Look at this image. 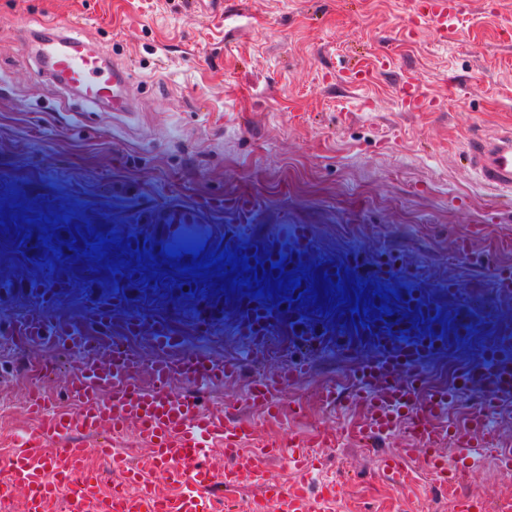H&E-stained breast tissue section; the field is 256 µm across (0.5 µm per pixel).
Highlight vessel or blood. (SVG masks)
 <instances>
[{
  "label": "vessel or blood",
  "instance_id": "vessel-or-blood-1",
  "mask_svg": "<svg viewBox=\"0 0 512 512\" xmlns=\"http://www.w3.org/2000/svg\"><path fill=\"white\" fill-rule=\"evenodd\" d=\"M462 0H432L428 18L448 38L458 33ZM40 57L48 69L63 76L68 85L80 90L89 104L111 102L114 109L126 104L125 80L108 76L104 65L105 48L86 52L83 44L70 37L49 36L40 45ZM466 159L478 180L493 189L512 192V129L493 136L472 135L467 144ZM147 233L137 236L136 248L152 264H164L179 273L184 293H195L198 284L192 272L186 271L182 251L199 248L200 262L224 250V236L214 225L206 223L198 211L174 205L155 212L148 220ZM311 233L307 225L290 224L276 238H254L247 247L249 262L261 269L281 264L284 272L305 266L310 250ZM405 307L427 332L420 339L394 338L391 326L380 323L370 335L381 351L380 357L364 364L358 371V397L371 412L364 430L370 437L389 433L396 417L415 419L412 434L426 441L436 434L434 417L446 413L455 391L421 393L417 382L424 362L440 350L445 334L440 312L426 295L412 293ZM239 320L255 340L267 341L275 324L287 322L291 333L309 335L290 294H283L278 305L246 293L239 299ZM13 334L22 341L45 345L62 339L75 353L82 354L78 375L70 385L76 412H52L40 395H32L29 411L37 418L36 431L19 437L9 465V477L0 483V497L9 498L23 491L25 512H56L58 501H65L66 512H212L202 488L212 475L205 462L207 448H224L227 465L224 486L231 489L258 480L264 459L287 457L299 463L302 449L283 454L281 449L247 448L252 435L248 424L231 420L204 408L199 389L219 386L234 377L235 368L217 363L196 353H180L155 360L150 369V382L141 385L135 376L139 365L133 353L112 354L100 362L84 357L89 346L83 329L67 320L48 323L40 310H31L15 322ZM299 370L287 369L252 382L246 400L254 409L268 414L279 410L277 397L286 381L298 378ZM193 385V392L176 395L171 391L172 379ZM464 385H484L487 398L512 396V357L493 352L484 362L463 370ZM485 412L474 413L469 423L454 434L460 458L474 455V434L486 429ZM135 428L139 438L151 451L155 469L165 484L178 486L174 495L161 494L156 485L141 483L136 495L119 492L104 497L102 471L90 469L85 440L99 438L100 455L110 457V466L124 471L127 479L138 481L139 475L120 455L112 454L111 435ZM109 439H101L102 431ZM280 504L282 512H323L324 499L312 498L304 483L282 486L268 483L262 500L256 501L255 512H264L266 501Z\"/></svg>",
  "mask_w": 512,
  "mask_h": 512
}]
</instances>
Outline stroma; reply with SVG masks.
Segmentation results:
<instances>
[{
  "label": "stroma",
  "mask_w": 512,
  "mask_h": 512,
  "mask_svg": "<svg viewBox=\"0 0 512 512\" xmlns=\"http://www.w3.org/2000/svg\"><path fill=\"white\" fill-rule=\"evenodd\" d=\"M47 23L108 50L128 81L127 111L89 105L43 71L36 33ZM507 26L512 0H466L450 41L416 0H0V280L18 287L0 301V457L35 427L31 390L55 411L70 408L72 352L11 334L37 304L46 319L83 327L95 357L124 338L143 384L159 353L155 319L166 320L177 351L236 365L204 404L251 423L252 447L304 444L315 463L310 494L320 496L325 478L340 480L326 512H455V498L476 492L491 512H512V476L493 457L512 450V402L479 434L478 464H462L448 424L481 406L482 387L454 402L436 422L438 441L419 450L400 423L361 438L368 410L354 382L380 355L369 323L405 318L407 291L433 300L447 333L473 320L469 340L425 362L422 391L447 387L450 370L499 346L512 327V292L496 286L512 272V200L463 158L473 132L512 126ZM410 84L426 111L405 110ZM175 203L256 237L308 225L310 265L297 273L306 281L315 267L363 253L355 285L370 288L373 304L347 323L334 319L336 300L306 312L315 330L306 342L281 324L255 344L232 309L199 326L178 278L120 246ZM6 226L13 236L2 235ZM89 235L103 249L75 247L74 237ZM49 287L55 299L39 303L36 289ZM103 308L112 318L101 327ZM131 317L144 325L127 336ZM297 362L307 372L284 387L279 418L249 407L253 380ZM400 448L396 484L382 462ZM294 479L284 460H265L260 481L229 491L232 512H249L264 483Z\"/></svg>",
  "instance_id": "obj_1"
}]
</instances>
